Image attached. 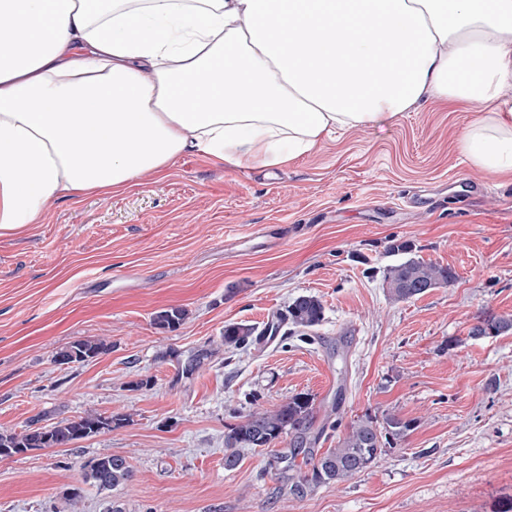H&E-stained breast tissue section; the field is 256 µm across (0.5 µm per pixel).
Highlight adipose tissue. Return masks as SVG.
Returning a JSON list of instances; mask_svg holds the SVG:
<instances>
[{
  "mask_svg": "<svg viewBox=\"0 0 512 512\" xmlns=\"http://www.w3.org/2000/svg\"><path fill=\"white\" fill-rule=\"evenodd\" d=\"M0 17V237L186 154L275 168L429 100L485 102L461 149L512 174V0H0Z\"/></svg>",
  "mask_w": 512,
  "mask_h": 512,
  "instance_id": "1",
  "label": "adipose tissue"
}]
</instances>
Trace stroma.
Masks as SVG:
<instances>
[{
  "label": "stroma",
  "instance_id": "1",
  "mask_svg": "<svg viewBox=\"0 0 512 512\" xmlns=\"http://www.w3.org/2000/svg\"><path fill=\"white\" fill-rule=\"evenodd\" d=\"M483 110L429 101L276 168L186 154L121 194L52 199L28 233L0 237V429L90 411L130 418L69 448L0 459V512H501L512 502V332L469 330L512 316V179L461 150ZM396 241L451 267L455 283L390 300L382 274L400 259ZM301 295L324 305L312 331L222 345L225 325L264 328ZM167 307L186 318L156 329ZM79 337L112 348L56 365ZM298 393L313 398L316 425L339 410L318 455L364 415L414 427L368 471L303 497L282 491L271 450L241 449L226 470L227 428ZM106 453L124 456L132 478L83 485L82 464ZM78 486L73 506L62 493ZM512 331V318L510 316H488L479 318V321L470 331V337L498 336Z\"/></svg>",
  "mask_w": 512,
  "mask_h": 512
}]
</instances>
